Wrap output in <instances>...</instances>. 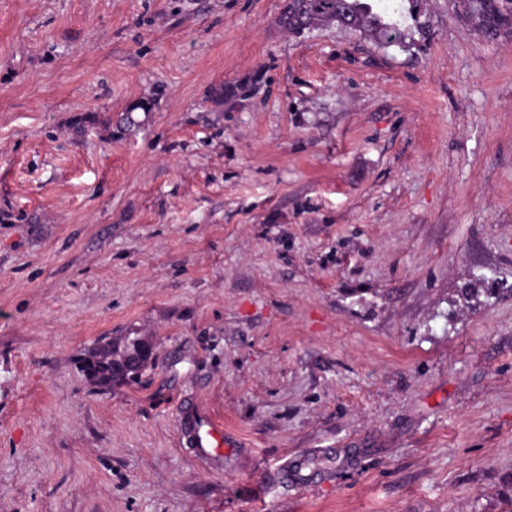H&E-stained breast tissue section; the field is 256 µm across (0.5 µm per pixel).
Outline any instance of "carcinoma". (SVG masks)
Listing matches in <instances>:
<instances>
[{
  "instance_id": "1",
  "label": "carcinoma",
  "mask_w": 512,
  "mask_h": 512,
  "mask_svg": "<svg viewBox=\"0 0 512 512\" xmlns=\"http://www.w3.org/2000/svg\"><path fill=\"white\" fill-rule=\"evenodd\" d=\"M460 15L485 37L512 35V16L502 12L497 0H454ZM341 19L353 23L354 30L363 33L372 40L385 45L400 44L405 39V29L401 24L390 18L388 8L372 5L369 0H285L279 23L288 31L303 33L300 24H330ZM154 100H137L125 110L119 119V125L125 129L140 126L134 117L136 112L153 111ZM100 123L95 112L76 114L68 130L82 135L87 128ZM149 366L145 362L138 368L117 371L112 361L105 358L97 361L82 360V370L86 375L95 377L102 387L138 378Z\"/></svg>"
}]
</instances>
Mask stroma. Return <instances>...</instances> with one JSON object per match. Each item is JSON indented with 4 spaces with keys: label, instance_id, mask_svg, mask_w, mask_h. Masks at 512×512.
<instances>
[{
    "label": "stroma",
    "instance_id": "35a3bbf8",
    "mask_svg": "<svg viewBox=\"0 0 512 512\" xmlns=\"http://www.w3.org/2000/svg\"><path fill=\"white\" fill-rule=\"evenodd\" d=\"M282 7L0 0V512H500L512 36ZM127 335L153 365L95 386ZM184 404L236 447L180 446ZM371 0H285L279 23L288 31L302 34L308 28L300 24H326L336 21L339 27H346L341 20L353 22L354 28L372 40L385 45L400 44L405 39V29L390 18L387 7L368 3ZM341 19V20H338ZM312 25L310 28H315ZM151 363L152 361H147L138 368H130L119 373L114 368L112 360L103 358L101 360L93 361L85 358L82 360V370L89 377L93 378L95 376L98 380L97 382L100 384L99 386L108 387L113 383H121L137 379Z\"/></svg>",
    "mask_w": 512,
    "mask_h": 512
}]
</instances>
